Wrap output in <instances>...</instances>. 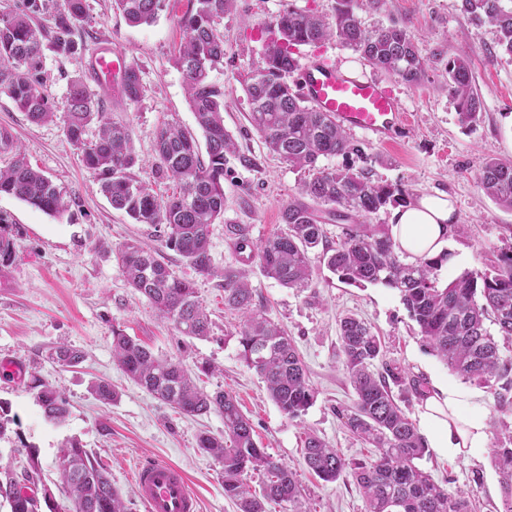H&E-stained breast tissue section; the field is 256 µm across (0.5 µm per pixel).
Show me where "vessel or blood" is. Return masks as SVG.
Segmentation results:
<instances>
[{"label":"vessel or blood","mask_w":512,"mask_h":512,"mask_svg":"<svg viewBox=\"0 0 512 512\" xmlns=\"http://www.w3.org/2000/svg\"><path fill=\"white\" fill-rule=\"evenodd\" d=\"M128 66L120 51L103 47L93 59L95 80L104 83ZM299 91L318 111L329 113L339 127L361 131L380 143L401 134L404 114L398 100L376 80L313 59L300 70ZM134 482L145 512H199L197 493L184 471L170 460L158 457L139 464Z\"/></svg>","instance_id":"vessel-or-blood-1"}]
</instances>
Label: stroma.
<instances>
[{
	"label": "stroma",
	"mask_w": 512,
	"mask_h": 512,
	"mask_svg": "<svg viewBox=\"0 0 512 512\" xmlns=\"http://www.w3.org/2000/svg\"><path fill=\"white\" fill-rule=\"evenodd\" d=\"M168 2L154 23L132 26L113 9L112 0H89L86 51L68 58L47 54L42 70L43 93L59 102L71 77L89 76V62L102 41H110L139 67L141 100L108 97L104 106L112 120L129 125L139 159L134 174L162 200L173 193L175 184L153 150L157 127L169 122L193 133L198 130L183 74L174 62L183 38L177 21L188 0ZM336 2L233 0L219 24L224 62L209 73L210 81L224 92V125L240 151L224 165L225 209L223 219L212 226V263L220 270L245 268L256 304L292 337L316 390L313 405L297 421L279 410L264 382L241 358L238 317L224 308L220 278L195 275L174 251H167L173 271L195 280L212 322L207 339L179 335L129 287L117 265L115 253L126 241L153 242L152 227L112 208L62 121L32 123L0 95V130L10 133L31 164L75 201L69 214L52 217L13 196L0 195V218L9 224L15 240L12 260L0 265V363L24 369L23 377H0V400L8 403L15 418L0 440V465L19 475L30 460H37L41 479L56 502L65 500L58 485V456L63 446L75 441L108 469L129 512H144L133 481L137 463L159 456L184 470L199 495L200 512H235L224 497L218 465L197 447L200 434L223 435V418L216 413L181 415L136 385L112 358L116 329L140 339L154 353L194 369L195 381L204 390L232 392L250 418L258 444L296 472L311 512H366L352 481L318 479L302 455L308 432L345 458L358 460L368 454L336 416L337 408L350 406L353 399L342 366L339 316L353 313L368 322L382 338L384 362L406 368L422 379L425 388L459 384V377L418 336L398 290L341 282L326 267L318 248L309 254L311 286L285 288L265 276L259 261L241 264L225 233L226 225L244 224L258 243L282 229L281 208L298 197L307 177L270 153L246 119L244 88L263 65L264 27L290 7L334 19ZM355 11L366 28L393 23L405 28L428 59L426 76L418 84L404 82L334 41L300 47V60L318 56L338 69L391 87L405 115L404 134L397 141L382 144L355 132L351 138L365 151V158L323 157L319 166L349 165L368 172L372 181L398 187L401 204L423 194L447 193L470 230L452 235L456 261L441 268L439 277L448 282L467 270H485L500 248L512 245V211L499 208L478 182L487 158L512 160V56L499 50L493 27L476 25L460 12L459 0H387L378 10L368 0H357ZM462 49L469 54L482 100L480 119L469 129L458 122L445 71L448 59ZM60 343L84 351V361L68 369L49 361V349ZM203 362L213 365L212 373L197 372ZM42 382L65 396V421L46 417L35 391ZM98 382L116 390L115 401L105 404L92 394L91 387ZM418 466L448 493L472 494L477 512H503L500 477L489 449L456 457L430 450Z\"/></svg>",
	"instance_id": "1"
}]
</instances>
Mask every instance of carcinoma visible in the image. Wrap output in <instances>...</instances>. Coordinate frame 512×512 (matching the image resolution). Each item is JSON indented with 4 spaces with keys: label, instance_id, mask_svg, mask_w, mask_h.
I'll list each match as a JSON object with an SVG mask.
<instances>
[{
    "label": "carcinoma",
    "instance_id": "cac0c4a2",
    "mask_svg": "<svg viewBox=\"0 0 512 512\" xmlns=\"http://www.w3.org/2000/svg\"><path fill=\"white\" fill-rule=\"evenodd\" d=\"M232 2L189 0L191 8L180 20L184 43L176 65L183 71L207 157L181 127L164 123L157 128L160 166L178 188L163 204L133 176L137 156L129 127L107 117L103 100L95 97L85 79H69L60 104L40 90L45 52L68 57L86 50L82 33L90 22L87 0L0 3V94H6L34 123L63 118L68 138L81 149L84 165L100 176L101 190L112 208L154 229L161 248L150 251L137 241L125 242L116 251L118 267L134 290L190 338L210 336L211 321L194 283L175 274L163 249L178 253L201 276L217 275L209 253L210 228L224 216V164L237 146L224 128V91L209 81V72L224 62V36L218 25ZM352 2L339 0L332 25L313 12L290 8L267 29L264 66L246 85L249 121L270 152L311 177L302 182L299 197L282 207L284 230L258 244L249 237L247 225L228 224L227 237L236 253L257 254L263 273L284 287H310L308 253L320 246L327 267L341 282L397 289L426 346L461 379L494 389L500 412H512V359L500 349V341L512 340V246L502 249L490 268L465 271L443 283L438 271L445 257L419 265L404 262L381 224H345L336 243L328 240L326 221L376 213L394 201L396 188L376 183L349 166H317L319 158L347 156L357 146L343 128L307 105L288 82L299 67L294 49L335 38L374 67L413 84L421 81L427 64L403 28H364ZM112 7L136 26L152 23L166 8V0H113ZM460 10L473 21L495 27L498 45L512 55V5H505V0H461ZM446 72L459 121L471 127L479 119L482 102L472 83L468 53L462 50L449 58ZM142 94L140 69L133 65L124 73L122 97L136 102ZM94 122L98 137L89 142L85 133ZM2 150L12 151L13 158L0 168V194L51 216L69 211L71 201L1 131ZM479 181L487 197L512 211V160H487ZM14 252V240L0 226V262L10 261ZM222 287L224 308L240 316L242 358L265 382L280 411L291 420L300 419L316 391L292 340L255 303L241 270H224ZM339 338L355 399L351 408L336 409V416L371 449V455L348 460L309 434L303 448L308 469L326 482L352 480L363 493L367 512H475L468 494H449L416 465L427 446L396 402L386 375L374 371L384 352L380 336L363 319L346 314L339 320ZM112 357L136 384L178 413L214 412L224 418V437L204 433L198 448L220 467L224 496L234 501L237 512H266L269 502L284 512H303L295 475L258 446L252 423L235 396L224 390L204 392L182 363L154 355L121 330L112 331ZM50 359L70 368L83 361L84 353L61 343ZM37 398L48 418H65L66 399L54 387L39 384ZM491 455L500 475L504 512H512V447L502 445L497 437ZM255 472L263 476L258 491L247 483ZM58 477L68 492L67 505L56 504L47 488H38L35 462H30L21 481L10 469L0 467V504L8 505L9 512H43L44 505L48 512H128L109 473L79 444L61 450Z\"/></svg>",
    "mask_w": 512,
    "mask_h": 512
}]
</instances>
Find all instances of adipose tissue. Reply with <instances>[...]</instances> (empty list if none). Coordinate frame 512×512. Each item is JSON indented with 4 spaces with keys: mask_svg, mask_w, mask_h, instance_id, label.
Masks as SVG:
<instances>
[{
    "mask_svg": "<svg viewBox=\"0 0 512 512\" xmlns=\"http://www.w3.org/2000/svg\"><path fill=\"white\" fill-rule=\"evenodd\" d=\"M458 222L447 195L423 194L393 208L388 224L397 252L410 263L446 254L449 237ZM419 428L430 448L444 455H458L466 448L487 444V427L479 404L465 388L438 384L419 406Z\"/></svg>",
    "mask_w": 512,
    "mask_h": 512,
    "instance_id": "ef3b65f1",
    "label": "adipose tissue"
}]
</instances>
